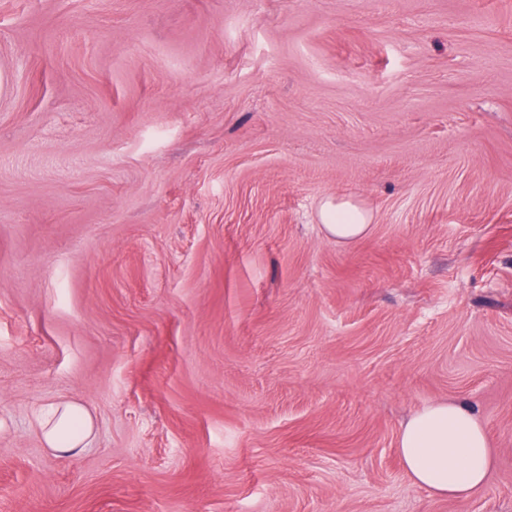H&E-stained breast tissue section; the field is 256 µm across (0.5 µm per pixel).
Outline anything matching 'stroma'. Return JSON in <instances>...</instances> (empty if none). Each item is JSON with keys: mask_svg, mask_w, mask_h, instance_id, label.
<instances>
[{"mask_svg": "<svg viewBox=\"0 0 512 512\" xmlns=\"http://www.w3.org/2000/svg\"><path fill=\"white\" fill-rule=\"evenodd\" d=\"M0 512H512V0H0ZM323 226L326 232L336 238V242H350L365 235L370 227L367 217L351 201L334 203L327 200L321 209ZM43 413L39 419L38 414ZM36 432L53 453L76 456L94 441V419L82 405L58 400L37 410ZM399 451L416 486L456 501L482 489L493 464L480 420L467 406L450 401L414 414L402 426Z\"/></svg>", "mask_w": 512, "mask_h": 512, "instance_id": "obj_1", "label": "stroma"}]
</instances>
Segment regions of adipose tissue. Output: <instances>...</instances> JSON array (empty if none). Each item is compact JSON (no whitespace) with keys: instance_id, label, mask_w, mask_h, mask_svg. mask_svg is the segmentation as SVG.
I'll use <instances>...</instances> for the list:
<instances>
[{"instance_id":"adipose-tissue-1","label":"adipose tissue","mask_w":512,"mask_h":512,"mask_svg":"<svg viewBox=\"0 0 512 512\" xmlns=\"http://www.w3.org/2000/svg\"><path fill=\"white\" fill-rule=\"evenodd\" d=\"M326 232L340 242L365 235V214L351 201H325ZM36 432L53 453L75 456L94 441V419L82 405L58 400L42 408ZM399 451L412 482L432 495L456 501L482 489L493 464L487 433L467 406L439 401L425 406L402 427Z\"/></svg>"}]
</instances>
